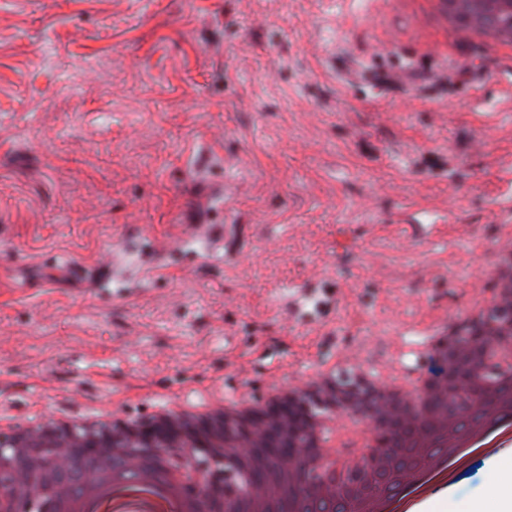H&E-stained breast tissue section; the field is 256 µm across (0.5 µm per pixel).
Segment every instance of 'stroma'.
Returning a JSON list of instances; mask_svg holds the SVG:
<instances>
[{
  "mask_svg": "<svg viewBox=\"0 0 512 512\" xmlns=\"http://www.w3.org/2000/svg\"><path fill=\"white\" fill-rule=\"evenodd\" d=\"M435 40L399 0H0V411L380 371L479 299L512 51ZM293 286L334 304L298 323Z\"/></svg>",
  "mask_w": 512,
  "mask_h": 512,
  "instance_id": "35a3bbf8",
  "label": "stroma"
}]
</instances>
